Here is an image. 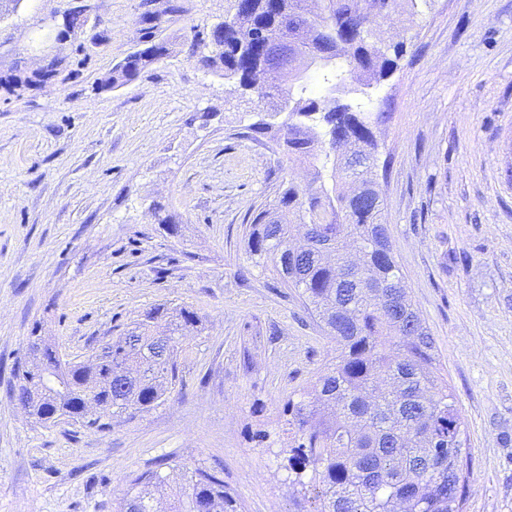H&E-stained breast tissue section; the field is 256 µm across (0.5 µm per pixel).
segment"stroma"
Instances as JSON below:
<instances>
[{
	"label": "stroma",
	"instance_id": "stroma-1",
	"mask_svg": "<svg viewBox=\"0 0 512 512\" xmlns=\"http://www.w3.org/2000/svg\"><path fill=\"white\" fill-rule=\"evenodd\" d=\"M78 1L1 8L0 75L38 67L55 46L40 19ZM83 1L59 75L0 86V512H115L129 479L176 465L220 472L244 512H293L282 409L335 345L247 239L288 183L322 180L251 131L266 102L188 53L235 0H154L170 52L118 88L102 81L142 42L145 0ZM372 40L403 55L372 91L391 118L366 177L464 422L463 512H512V0L400 6ZM160 304L199 325L159 407L46 427L11 398L30 332L82 360Z\"/></svg>",
	"mask_w": 512,
	"mask_h": 512
}]
</instances>
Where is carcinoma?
Instances as JSON below:
<instances>
[{
  "instance_id": "cac0c4a2",
  "label": "carcinoma",
  "mask_w": 512,
  "mask_h": 512,
  "mask_svg": "<svg viewBox=\"0 0 512 512\" xmlns=\"http://www.w3.org/2000/svg\"><path fill=\"white\" fill-rule=\"evenodd\" d=\"M179 11L181 5L169 2L162 13ZM160 14L142 17L145 44L112 68V86L134 82L168 53L167 43L152 37ZM324 15L331 25L312 14L308 0H236L233 21L224 24V51L206 54L202 40L191 38L202 68L223 72L261 99L271 95L267 69L284 68L286 106L268 113H286L277 123L275 145L288 159L312 165L322 155L335 156L331 189L311 193L291 182L279 194L277 208L295 212L299 223L260 211L247 242L255 264L271 262L336 343L333 363L299 400L284 405L288 469L314 512H462L473 463L454 393L380 223L382 202L360 200L357 172L337 154L347 146L356 160L374 159L372 128L390 113L370 111L368 89L391 74L395 61L357 39L359 28L376 17L354 0H325ZM281 36L321 53L312 60L314 75L287 68V57L258 48ZM0 83L17 94L29 88L19 70ZM321 134L328 137L322 154L316 150ZM165 318L168 335L158 336L153 327ZM197 324L186 307H154L111 341L112 358L87 363L58 361L57 348L33 332L12 396L45 425L66 418L98 429L104 418L152 410L176 380L180 337ZM169 480L158 470L135 476L116 512H157L152 489ZM241 509L217 472L182 467L166 512Z\"/></svg>"
}]
</instances>
